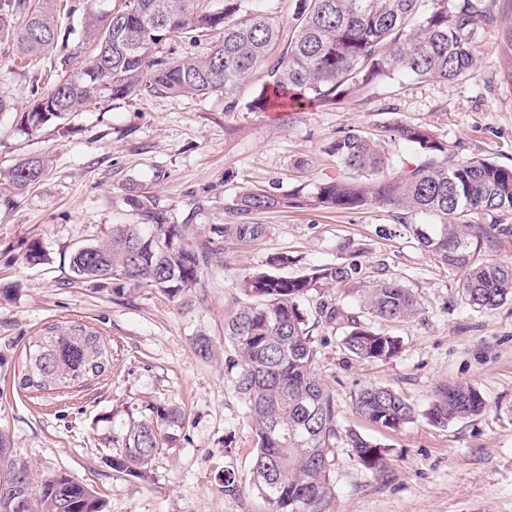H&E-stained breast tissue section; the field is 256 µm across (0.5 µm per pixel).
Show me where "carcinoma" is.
<instances>
[{"instance_id":"carcinoma-1","label":"carcinoma","mask_w":512,"mask_h":512,"mask_svg":"<svg viewBox=\"0 0 512 512\" xmlns=\"http://www.w3.org/2000/svg\"><path fill=\"white\" fill-rule=\"evenodd\" d=\"M263 0H91L81 43L60 60L58 78L34 93L30 108L14 116L18 133L30 135L47 123H60L93 101L142 94L231 98L257 74L266 77L249 102L252 111L275 107L294 112L308 104H335L381 80L398 75L421 81L459 83L475 70L473 36L495 21L497 0H296L287 24L261 5ZM54 0H0V38L12 39L20 57L53 50L60 31ZM206 37L204 56L156 55L166 41ZM512 82V26L498 32ZM392 136L415 146V154L392 172L394 161L372 134L355 130L336 138L330 153L336 175L315 185L277 193L243 191L234 210L242 215L312 202L327 211L390 206L431 216L412 232L434 261L460 273L461 299L476 313L512 301V263L480 257L485 242L512 236V227L474 216L512 213V166L484 158L458 159L428 131L398 124ZM46 159L21 158L0 167V195L23 194L44 175ZM124 205L137 224H114L107 238L75 249L69 268L76 282L114 293L156 291L181 301L203 285L213 256L224 244L253 243L268 226L243 221L212 224L196 232L170 222L150 191L131 183ZM355 253L288 275V255L272 269L250 272L239 281L242 299L224 319L226 367L234 390L247 405L254 432L253 488L268 512H326L335 495L336 451L346 437L350 457L379 471L387 449L354 431L342 433L334 393L315 371L317 347L305 306L323 288L353 289L359 314L321 299L314 313L340 333L344 351L359 360L383 361L401 352L398 337L374 327L413 318L416 296L392 278L362 282ZM45 258L39 241L25 244L21 259L37 265ZM195 355L214 359L212 340H192ZM112 354L102 334L73 321L42 328L26 346L20 385L36 392L83 389L106 375ZM355 412L370 424L398 429L423 416L449 423L482 413V394L468 385H445L419 412L387 386H364L351 396ZM182 424L175 408L152 407L135 422L119 448H108L112 469L145 476L159 457L166 430ZM25 500V512H106L103 497L64 471L36 479L31 465L17 458L0 434V512L6 497Z\"/></svg>"}]
</instances>
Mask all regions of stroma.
I'll return each instance as SVG.
<instances>
[{
    "label": "stroma",
    "instance_id": "stroma-1",
    "mask_svg": "<svg viewBox=\"0 0 512 512\" xmlns=\"http://www.w3.org/2000/svg\"><path fill=\"white\" fill-rule=\"evenodd\" d=\"M90 0H57L58 22L70 37L57 50L16 61L0 39V96L24 111L44 87L58 55L72 54ZM494 25L478 31L476 76L456 85L395 79L330 106L296 112H254L259 83L236 103L222 93L98 99L73 113L67 135L48 124L17 133L0 115V164L31 155L49 159L43 179L12 203L0 201V433L38 473L67 471L102 493L107 512H267L251 484L253 432L225 364L193 352L195 335L224 343V317L239 296L237 282L273 256H294L290 273L336 262L353 245L373 278L399 280L417 296L410 321L389 326L402 352L379 362L356 361L338 333L318 323L316 370L334 392L342 430L386 446L382 471L362 470L338 450L336 495L327 512H512V302L478 315L459 298V278L437 266L409 230L430 216L369 206L328 212L306 205L252 214L267 225L260 240L227 246L212 261L202 287L182 308L158 292L116 296L70 280L68 256L115 224L139 218L121 201L138 183L157 196L172 222L204 229L240 221L232 203L244 187L314 188L335 175L327 151L352 129L381 135L394 157L411 146L383 137L408 123L429 130L457 158L512 165V84L504 76L498 32L512 24V0H502ZM35 239L45 263H23L18 243ZM76 321L99 330L112 353V372L88 390L34 398L19 380L25 347L46 325ZM466 384L481 392L485 411L448 426L420 418L378 428L357 416L351 394L366 385L391 387L425 410L437 387ZM152 406L174 407L183 422L140 480L112 470L104 458ZM233 467L241 495L223 491Z\"/></svg>",
    "mask_w": 512,
    "mask_h": 512
}]
</instances>
